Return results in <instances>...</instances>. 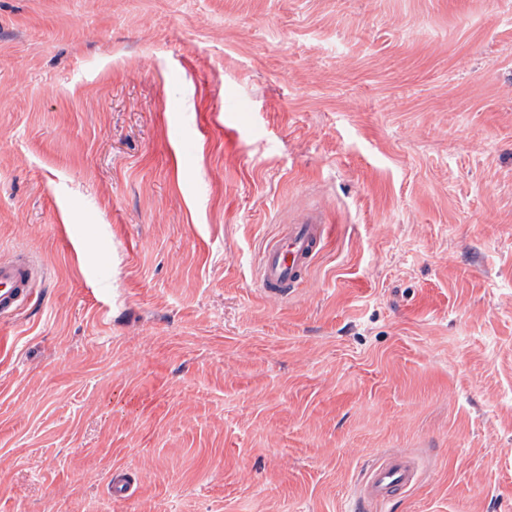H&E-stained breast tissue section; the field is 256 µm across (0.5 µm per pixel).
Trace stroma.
<instances>
[{
    "mask_svg": "<svg viewBox=\"0 0 512 512\" xmlns=\"http://www.w3.org/2000/svg\"><path fill=\"white\" fill-rule=\"evenodd\" d=\"M18 252L0 512H512V0H0ZM326 224L321 213L303 210L293 224L265 247L259 267V288L270 299H282L310 269L324 241ZM417 479L418 469L411 459L393 456L366 473L359 498L361 502L385 501L410 488Z\"/></svg>",
    "mask_w": 512,
    "mask_h": 512,
    "instance_id": "stroma-1",
    "label": "stroma"
}]
</instances>
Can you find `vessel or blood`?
<instances>
[{
	"label": "vessel or blood",
	"instance_id": "1",
	"mask_svg": "<svg viewBox=\"0 0 512 512\" xmlns=\"http://www.w3.org/2000/svg\"><path fill=\"white\" fill-rule=\"evenodd\" d=\"M326 224L315 210L302 211L265 247L259 267L262 293L280 299L310 269L324 241ZM38 277L36 265L25 258L0 260V316L20 310L31 298ZM418 469L409 458L393 456L372 467L360 490L364 502L388 500L416 483Z\"/></svg>",
	"mask_w": 512,
	"mask_h": 512
}]
</instances>
